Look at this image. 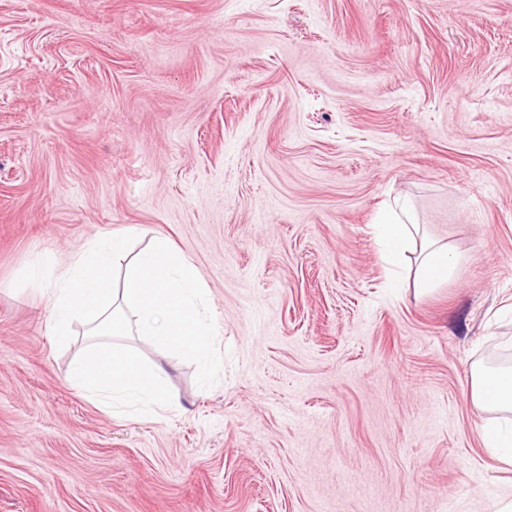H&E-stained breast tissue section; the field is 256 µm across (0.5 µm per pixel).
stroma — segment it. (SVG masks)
<instances>
[{"label":"stroma","instance_id":"35a3bbf8","mask_svg":"<svg viewBox=\"0 0 512 512\" xmlns=\"http://www.w3.org/2000/svg\"><path fill=\"white\" fill-rule=\"evenodd\" d=\"M462 261L391 287L393 197ZM200 271L217 383L177 410L63 381L15 288L95 234ZM476 363L512 365V0H0V512H499Z\"/></svg>","mask_w":512,"mask_h":512}]
</instances>
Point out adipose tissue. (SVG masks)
Masks as SVG:
<instances>
[{
    "label": "adipose tissue",
    "instance_id": "ef3b65f1",
    "mask_svg": "<svg viewBox=\"0 0 512 512\" xmlns=\"http://www.w3.org/2000/svg\"><path fill=\"white\" fill-rule=\"evenodd\" d=\"M375 231L386 263L397 265L407 254H414L416 293H428L451 277L456 265L451 248L446 242L426 235L407 198L394 199ZM471 396L479 406L499 415L482 432L484 446L506 449V458L511 461L512 367L476 368L471 378Z\"/></svg>",
    "mask_w": 512,
    "mask_h": 512
}]
</instances>
